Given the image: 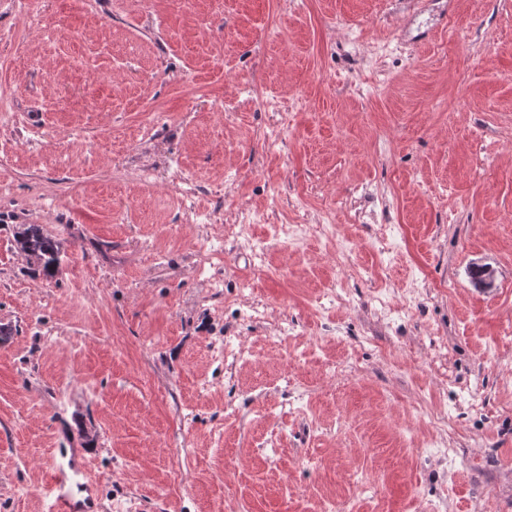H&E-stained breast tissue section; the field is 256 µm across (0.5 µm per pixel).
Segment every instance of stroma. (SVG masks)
Instances as JSON below:
<instances>
[{"label": "stroma", "mask_w": 512, "mask_h": 512, "mask_svg": "<svg viewBox=\"0 0 512 512\" xmlns=\"http://www.w3.org/2000/svg\"><path fill=\"white\" fill-rule=\"evenodd\" d=\"M0 325V512H512V0H0ZM14 247L25 256L34 270L47 277L60 272L63 241L48 233L41 224L14 225ZM68 475L64 469L56 468L46 488L49 512H75L76 505L71 494L65 490Z\"/></svg>", "instance_id": "35a3bbf8"}]
</instances>
